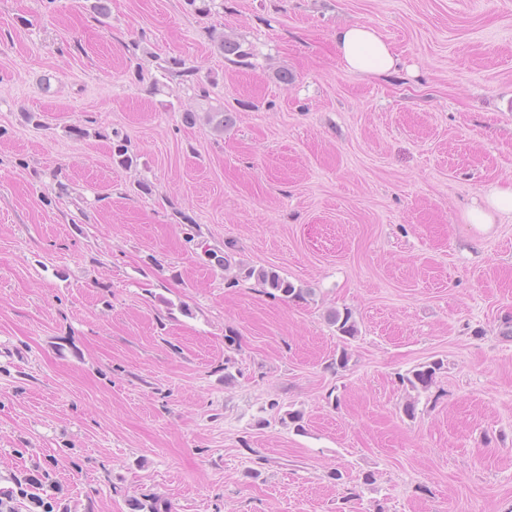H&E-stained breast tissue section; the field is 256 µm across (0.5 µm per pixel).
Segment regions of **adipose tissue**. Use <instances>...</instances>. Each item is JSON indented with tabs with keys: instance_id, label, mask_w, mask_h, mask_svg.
I'll use <instances>...</instances> for the list:
<instances>
[{
	"instance_id": "adipose-tissue-1",
	"label": "adipose tissue",
	"mask_w": 512,
	"mask_h": 512,
	"mask_svg": "<svg viewBox=\"0 0 512 512\" xmlns=\"http://www.w3.org/2000/svg\"><path fill=\"white\" fill-rule=\"evenodd\" d=\"M334 40L340 61L350 73L359 76L386 73L397 66L390 45L369 24L345 26L337 30ZM506 214H512V181L490 187L463 211L462 218L464 223L484 232Z\"/></svg>"
}]
</instances>
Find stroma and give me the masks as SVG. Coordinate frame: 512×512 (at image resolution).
Listing matches in <instances>:
<instances>
[{"instance_id":"obj_1","label":"stroma","mask_w":512,"mask_h":512,"mask_svg":"<svg viewBox=\"0 0 512 512\" xmlns=\"http://www.w3.org/2000/svg\"><path fill=\"white\" fill-rule=\"evenodd\" d=\"M90 3L0 0V492L512 512V217L461 219L512 179V0H111L101 22ZM355 22L397 73L342 68ZM260 266L305 298L265 293ZM434 361L429 390L400 382ZM330 321L342 339L349 340L357 335V323L350 309L344 308L343 312L336 310L330 316Z\"/></svg>"}]
</instances>
